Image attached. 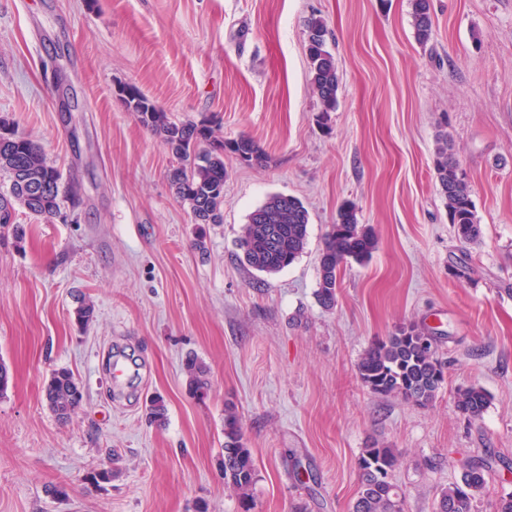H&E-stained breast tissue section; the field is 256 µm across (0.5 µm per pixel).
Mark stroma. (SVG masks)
<instances>
[{"label":"stroma","mask_w":512,"mask_h":512,"mask_svg":"<svg viewBox=\"0 0 512 512\" xmlns=\"http://www.w3.org/2000/svg\"><path fill=\"white\" fill-rule=\"evenodd\" d=\"M431 5L422 45L411 0H0V120L80 198L49 221L18 210L0 233V512H350L373 443L401 454L404 512H434L465 461L494 456L475 512H498L512 493V0ZM313 16L340 75L325 130ZM127 85L263 150L261 166L225 155L223 223H193L167 178L177 160L127 110ZM442 133L476 244L459 242L438 191ZM272 194L301 199L309 225L304 252L268 276L240 263L238 239ZM347 201L376 246L343 267L327 310L319 250ZM79 293L95 306L85 328ZM406 322L428 328L446 365L424 407L358 376L371 342ZM116 341L137 364L119 396ZM189 354L208 369L205 397L186 390ZM59 368L84 392L66 422L43 394ZM472 384L489 397L475 422L455 407ZM156 396L161 422L147 417ZM228 406L258 470L247 509L224 485ZM112 466V482L89 483Z\"/></svg>","instance_id":"stroma-1"}]
</instances>
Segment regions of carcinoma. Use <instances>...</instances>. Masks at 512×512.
<instances>
[{
	"label": "carcinoma",
	"instance_id": "obj_1",
	"mask_svg": "<svg viewBox=\"0 0 512 512\" xmlns=\"http://www.w3.org/2000/svg\"><path fill=\"white\" fill-rule=\"evenodd\" d=\"M415 39L427 43L433 34L430 0H412ZM325 21L312 17L307 24V52L311 82L320 110L317 122L328 127L330 112L337 102L339 76L334 55L327 48ZM124 103L139 123L157 136L177 158L179 165L169 173L176 197L188 207L194 223L221 224L224 221V153L234 155L248 165L263 161V153L250 137L224 140L205 123L176 122L138 88L126 91ZM0 172L9 188L0 191V227L12 223L16 207L31 214L51 218L61 212L69 191L63 177L43 149L19 135L0 134ZM435 179L448 209L457 238L474 244L480 236L467 176L454 155L448 152V136L440 135L434 161ZM309 215L296 197L272 194L253 210L239 238L241 260L249 267L276 274L304 252L308 242ZM375 248L372 232L358 223L354 204L344 203L335 224L323 239L319 259L316 296L326 309L336 305L338 275L349 262L366 261ZM186 388L190 395L203 397L210 383L202 362L188 357L185 363ZM363 385L373 394L396 396L409 403H431L445 381L444 364L438 357V344L423 326L403 323L385 338L366 349L358 363ZM48 409L66 422L76 413L83 391L68 369L55 370L44 387ZM488 398L484 389L470 385L458 391L456 408L470 421L482 417ZM224 485L236 495L247 498L256 482L257 472L251 450L247 448L237 416L229 411L224 417ZM399 456L388 446L371 444L358 459L360 489L352 512H403L398 487L389 480ZM491 461L477 457L467 462L460 480L442 490L436 512H472L473 502L486 487Z\"/></svg>",
	"mask_w": 512,
	"mask_h": 512
}]
</instances>
